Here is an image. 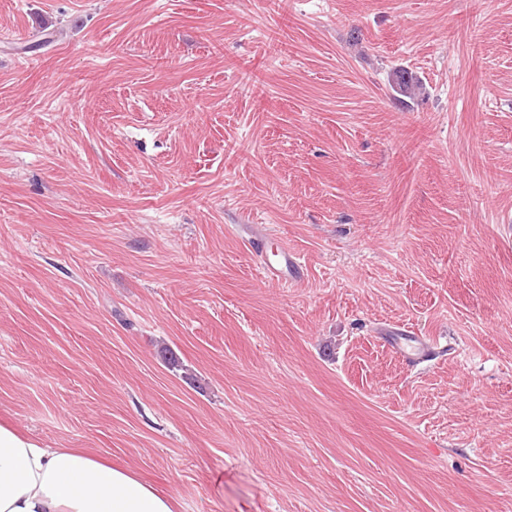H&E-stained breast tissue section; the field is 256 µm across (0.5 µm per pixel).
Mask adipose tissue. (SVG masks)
<instances>
[{"instance_id": "adipose-tissue-1", "label": "adipose tissue", "mask_w": 512, "mask_h": 512, "mask_svg": "<svg viewBox=\"0 0 512 512\" xmlns=\"http://www.w3.org/2000/svg\"><path fill=\"white\" fill-rule=\"evenodd\" d=\"M172 494L79 448H48L0 423V512H175Z\"/></svg>"}]
</instances>
